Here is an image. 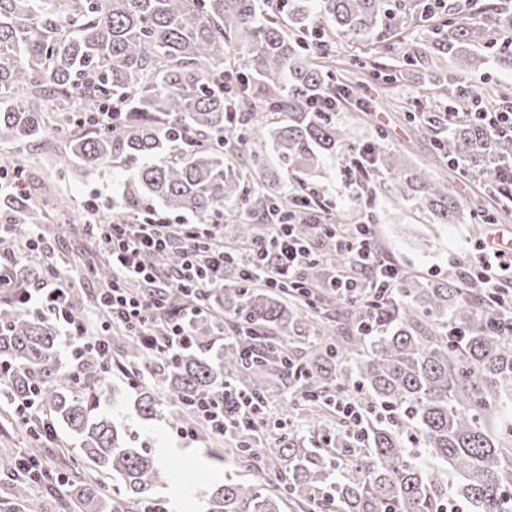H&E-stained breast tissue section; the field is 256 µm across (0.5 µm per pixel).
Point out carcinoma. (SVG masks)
I'll return each instance as SVG.
<instances>
[{
    "label": "carcinoma",
    "instance_id": "obj_1",
    "mask_svg": "<svg viewBox=\"0 0 512 512\" xmlns=\"http://www.w3.org/2000/svg\"><path fill=\"white\" fill-rule=\"evenodd\" d=\"M480 22L450 18L432 36L407 46L405 65L430 90L452 86L448 111L465 112L473 97L470 72L488 62L479 49L499 48L496 64L512 70V8L470 0ZM405 7L384 0H291L288 14L261 11L260 0H0V174L43 159L58 177L73 165L108 169L116 160L131 174L98 222L136 219L154 208L190 213L206 224L220 214L230 228L224 242L248 254L261 238L242 216L298 209L300 186L281 175L314 171L336 152H354L346 128L321 104L353 94L336 85V70L318 63L336 37L368 40L389 23L402 24ZM379 47L362 64L383 84L402 72L389 68ZM112 109L104 123L80 116ZM441 161L469 170L491 191H509L512 140L492 137L475 118L460 119L434 137ZM365 180L389 177L392 199L414 204L443 224L461 219L448 184L378 138L363 146ZM43 205L82 221L64 198ZM40 206L24 188L0 198V220L18 244L28 238ZM328 264L306 280L312 298L240 281L209 297L210 310L192 322L193 344L173 355L151 356L134 336L124 343L127 378L138 391L137 412L148 420L177 408V419L204 443H224V464L251 471L254 481L211 491L206 512H446L463 500L469 512H512V319L474 285L429 280L405 272L399 284L369 307L336 295L330 271L348 258L324 239ZM3 262L18 287L45 280L56 265ZM78 267L99 287L112 283L105 259ZM72 310L93 311L96 294L68 290ZM62 339L49 318L18 300L0 297V367L9 397L35 389L42 409L70 435L67 490L53 499L59 512H173L154 489L164 473L151 450L100 408L114 391L112 369L90 354L78 369L60 363ZM359 386L365 406L359 431L341 422L333 399ZM267 403L276 390L279 425L261 439L247 421L224 437L197 419L193 400L224 397V386ZM450 467L438 470L413 454L405 440ZM45 494L32 493L35 484ZM57 474L33 482L11 474L0 512H46Z\"/></svg>",
    "mask_w": 512,
    "mask_h": 512
}]
</instances>
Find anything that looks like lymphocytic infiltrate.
<instances>
[{
    "label": "lymphocytic infiltrate",
    "instance_id": "lymphocytic-infiltrate-1",
    "mask_svg": "<svg viewBox=\"0 0 512 512\" xmlns=\"http://www.w3.org/2000/svg\"><path fill=\"white\" fill-rule=\"evenodd\" d=\"M86 210L91 220L82 229L112 262V285L100 296L111 323L99 325L75 317L54 279L23 290L21 298L30 309L56 322L74 367L92 353L111 361L109 332L115 326L138 336L146 353L175 352L189 343L193 315L213 292L223 289L228 273L242 271L266 287L301 292L308 268L323 258L316 243L301 239L294 224L279 219H268L261 243L239 262L224 248L222 220L187 224L182 218L154 213L143 220L99 224L92 220L99 203L88 202ZM322 231L349 258L348 270L336 278L346 297L363 306L374 304L380 289L395 287L402 278L403 268L379 255L371 225L326 224ZM176 244L183 250V261L179 267L164 269L161 261ZM460 279L498 297L502 289L512 288V248L476 247ZM171 289L187 295L189 307L184 312L173 314L165 308L163 297Z\"/></svg>",
    "mask_w": 512,
    "mask_h": 512
}]
</instances>
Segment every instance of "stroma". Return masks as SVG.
<instances>
[{"mask_svg":"<svg viewBox=\"0 0 512 512\" xmlns=\"http://www.w3.org/2000/svg\"><path fill=\"white\" fill-rule=\"evenodd\" d=\"M444 2V8L431 16L408 10L405 28L386 40L388 64L401 66L407 45L413 40L428 38L433 26L447 19L448 6L463 8L467 5V0ZM368 49V43L363 41L348 38L336 41L332 56L337 66L345 70L343 83L358 81L362 84L358 96L341 105L337 120L344 123L351 143L356 145L372 140L378 131H385L390 144L403 148L413 162L447 182L449 192L462 202L464 218L457 224H437L409 204L393 203L386 187L367 182L356 188L347 187L340 173L341 167L349 162L345 156L326 160L309 176L308 181L319 200L330 213L345 215L350 223L369 218L375 241L384 247V256L405 270L430 279L446 270L449 262L465 263L477 240L503 238L512 241V199L484 193L474 183L461 185L457 170L436 166L431 131L409 120L413 112L444 111L448 104L447 93L438 92L433 101H426L423 76L413 72L405 73L400 83L387 90L365 80L357 61ZM25 176L33 188L45 185L56 194L81 202L97 193L108 204L117 196L129 171L120 163L109 170L91 173L75 167L61 179L51 175L46 166L31 165L26 168ZM490 211L498 214L496 223H484L483 217ZM116 388L121 419L151 451L168 449L167 463L177 464L180 472L192 479L190 512H205L207 491L212 484L223 482L226 476L223 448L196 439L180 438L176 433L179 423L170 414L162 413L152 420L142 419L135 409V390L123 379L117 380Z\"/></svg>","mask_w":512,"mask_h":512,"instance_id":"1","label":"stroma"}]
</instances>
